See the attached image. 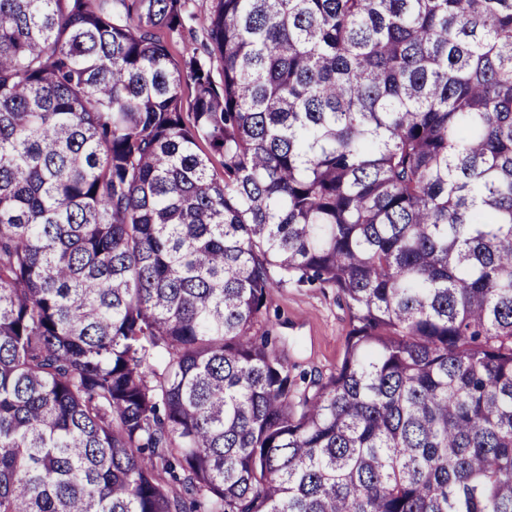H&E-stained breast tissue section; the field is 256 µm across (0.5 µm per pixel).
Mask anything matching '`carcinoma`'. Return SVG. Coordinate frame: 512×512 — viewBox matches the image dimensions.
Here are the masks:
<instances>
[{"mask_svg": "<svg viewBox=\"0 0 512 512\" xmlns=\"http://www.w3.org/2000/svg\"><path fill=\"white\" fill-rule=\"evenodd\" d=\"M194 19L0 0V512H512V0ZM189 25L193 27L192 34H189L186 30L182 38L175 37L173 40L172 53L176 58L191 53L194 48L200 46V43L204 39V34L199 21L189 22L188 26ZM267 315L292 376L338 367L346 348L348 310L332 288L289 284L271 290Z\"/></svg>", "mask_w": 512, "mask_h": 512, "instance_id": "obj_1", "label": "carcinoma"}]
</instances>
